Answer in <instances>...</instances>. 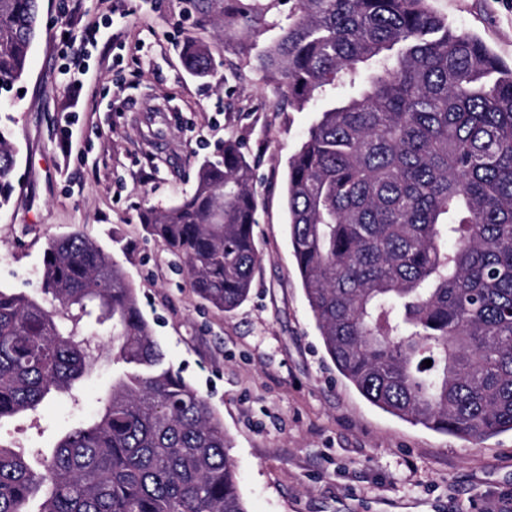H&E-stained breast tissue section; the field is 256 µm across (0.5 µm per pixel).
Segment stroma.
Listing matches in <instances>:
<instances>
[{"label": "stroma", "instance_id": "stroma-1", "mask_svg": "<svg viewBox=\"0 0 512 512\" xmlns=\"http://www.w3.org/2000/svg\"><path fill=\"white\" fill-rule=\"evenodd\" d=\"M266 25L216 30L224 0H41L46 24L20 90L0 104L18 151L14 205L0 212V287L38 296L50 239L84 231L124 269L166 363L224 423L248 512H490L512 493V432L466 441L367 402L337 371L309 311L288 239L287 162L316 118L296 110L256 51L287 24V0H259ZM453 27L512 63V0H430ZM213 71L183 65L188 41ZM236 141L254 169L261 262L225 314L146 231L198 161ZM112 384L101 358L81 401L0 422L24 452L50 451L91 418Z\"/></svg>", "mask_w": 512, "mask_h": 512}]
</instances>
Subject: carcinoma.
Masks as SVG:
<instances>
[{"instance_id":"obj_1","label":"carcinoma","mask_w":512,"mask_h":512,"mask_svg":"<svg viewBox=\"0 0 512 512\" xmlns=\"http://www.w3.org/2000/svg\"><path fill=\"white\" fill-rule=\"evenodd\" d=\"M40 0H0V98L26 74ZM266 23L224 3V25ZM288 101L321 104L288 161V236L323 345L372 405L479 439L512 431V66L427 0H292L257 55ZM187 68L210 72L206 47ZM17 149L0 127V210ZM253 169L231 140L193 190L144 215L210 306L237 309L260 262ZM43 302L0 289V420L77 402L112 323V386L35 468L0 441V512H247L230 441L164 351L123 268L79 231L48 241ZM430 359L432 365L422 362Z\"/></svg>"}]
</instances>
